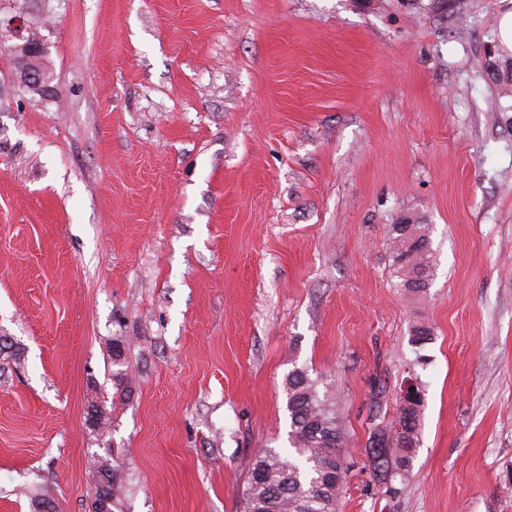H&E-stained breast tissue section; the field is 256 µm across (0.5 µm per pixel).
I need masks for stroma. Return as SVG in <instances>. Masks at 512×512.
Segmentation results:
<instances>
[{
    "label": "stroma",
    "mask_w": 512,
    "mask_h": 512,
    "mask_svg": "<svg viewBox=\"0 0 512 512\" xmlns=\"http://www.w3.org/2000/svg\"><path fill=\"white\" fill-rule=\"evenodd\" d=\"M501 8L0 0V337L23 354L0 378V512L45 492L91 512L103 448L126 462L129 512H242L255 454L290 445L296 367L335 386L340 512H512ZM28 40L51 97L17 83ZM405 215L429 227L423 297L392 276ZM411 372L420 446L389 489L365 444Z\"/></svg>",
    "instance_id": "35a3bbf8"
}]
</instances>
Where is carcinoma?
<instances>
[{"mask_svg":"<svg viewBox=\"0 0 512 512\" xmlns=\"http://www.w3.org/2000/svg\"><path fill=\"white\" fill-rule=\"evenodd\" d=\"M392 268L399 287L419 297L432 281L433 251L428 225L393 224L389 233ZM431 326L410 330V343L432 340ZM286 409L294 453L275 449L255 456L244 492L243 512H339L348 465L345 426L332 383L295 368L285 378ZM421 400L407 399L393 427L372 426L365 452L377 479L388 486L403 480L419 447ZM92 512H123L124 465L119 457H94Z\"/></svg>","mask_w":512,"mask_h":512,"instance_id":"cac0c4a2","label":"carcinoma"}]
</instances>
